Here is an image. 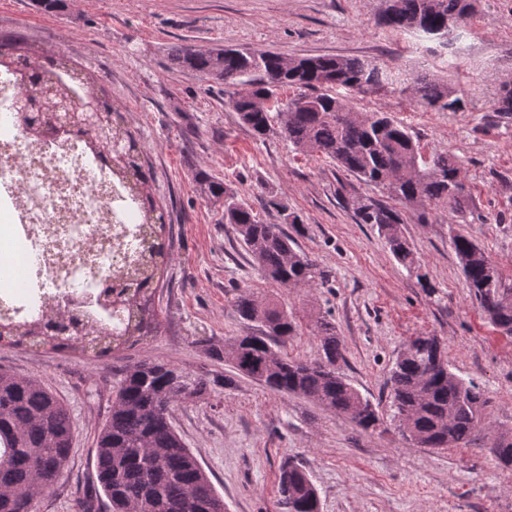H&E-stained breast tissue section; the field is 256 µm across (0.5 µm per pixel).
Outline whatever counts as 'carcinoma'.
I'll list each match as a JSON object with an SVG mask.
<instances>
[{"label":"carcinoma","mask_w":512,"mask_h":512,"mask_svg":"<svg viewBox=\"0 0 512 512\" xmlns=\"http://www.w3.org/2000/svg\"><path fill=\"white\" fill-rule=\"evenodd\" d=\"M468 0H388L380 23L395 31H411L435 41L449 53L465 20L471 15ZM53 53L36 50L20 36L0 37V67L20 75L24 95L37 103L44 88H55L58 98L71 100L76 88H87L88 99L100 113L99 124L85 128L90 147L110 156L126 195L137 203L135 253L139 259L112 305L119 313L98 317L81 336L42 331L36 321L0 324V345L47 347L51 351L79 348L97 357L127 350L159 327L158 281L167 256L169 238L163 209L153 196V172L144 164V151L124 116L105 95L95 92L91 77L57 57L60 73L34 79ZM173 63L195 70L231 88L225 105L240 123L261 139L279 121L281 137L303 154H317L336 163L366 184L381 188L396 205L372 197L354 201L361 224H373L394 258L416 273L423 291L436 289L421 273L422 265L401 231L404 210L419 211L428 223L426 207L446 205L465 216L471 193L456 156L441 151L426 158L409 129L383 112H358L336 93L344 88L367 94L379 87L398 85L418 103L439 112H465L467 102L448 85L428 78L393 72L372 61L346 56L288 58L270 50L215 47L208 51L184 45L174 50ZM284 87L302 93L271 112L268 101ZM494 111L512 116V88L501 89ZM25 131L31 136L45 131L41 114L26 112ZM201 193L224 201V223L234 226L238 240L256 260L265 277L285 288L324 285L328 273L298 249L296 236L306 232L303 219L292 212L288 223L296 235L279 224H267L237 201L229 181L198 177ZM470 291L489 322L512 335V279L464 234L451 238ZM235 310L243 323L257 331L224 340V349L212 354L229 360L232 376L191 373L161 360L136 362L126 368L113 390L112 410L95 442L97 486L85 492L80 512H99L107 499L112 512H225L224 499L213 486L194 453L175 431L171 406L202 397L210 387L231 389L239 377L268 389L304 396L319 406L348 416L362 430L374 432L384 419L336 367L343 345L336 324L325 315L315 320L322 358L296 360L281 350L296 335V322L273 299L242 293ZM390 421L411 441L427 438L433 448L468 445L473 435L489 426L486 398L473 382L451 369L446 348L436 336H418L397 357L389 375ZM73 427L66 407L48 389L31 378L0 369V512H37L66 466ZM495 458L512 466V432L497 435L491 444ZM279 492L288 512H320L318 491L302 467L282 466Z\"/></svg>","instance_id":"carcinoma-1"}]
</instances>
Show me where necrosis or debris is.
I'll return each instance as SVG.
<instances>
[{"label": "necrosis or debris", "mask_w": 512, "mask_h": 512, "mask_svg": "<svg viewBox=\"0 0 512 512\" xmlns=\"http://www.w3.org/2000/svg\"><path fill=\"white\" fill-rule=\"evenodd\" d=\"M23 95L0 72V319H81L132 256L136 205L82 135L26 133Z\"/></svg>", "instance_id": "1"}]
</instances>
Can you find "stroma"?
<instances>
[{
	"label": "stroma",
	"mask_w": 512,
	"mask_h": 512,
	"mask_svg": "<svg viewBox=\"0 0 512 512\" xmlns=\"http://www.w3.org/2000/svg\"><path fill=\"white\" fill-rule=\"evenodd\" d=\"M386 7L387 0H66L60 11L43 13L31 0H0V33L78 63L121 108L145 147L171 239L157 335L109 358L0 347V368L39 381L72 418L67 466L38 512H78L96 480L97 433L128 365L164 360L196 373H230L212 351L248 333L234 307L244 291L287 308L297 334L286 350L302 361L319 360L314 323L329 313L343 344L341 372L384 414L400 352L416 337L440 338L453 371L488 398L491 430L512 431V337L472 301L451 246L455 233L467 234L512 278V118L493 110L500 85L512 81V0H480L453 58L436 42L380 26ZM179 44L357 57L425 72L458 90L467 111L424 108L395 87L345 94L355 110L407 126L422 153L448 150L462 164L472 215L432 205L427 223L410 211L401 226L436 294L427 295L376 227L358 223L336 196L340 184L351 198L380 200L381 189L324 157L294 151L277 133L254 138L225 106L223 85L172 65ZM201 171L231 180L239 201L266 223L284 221L272 199L300 215L308 231L298 247L329 271V283L283 288L265 279L225 223L223 204L199 193ZM171 418L226 512H288L278 492L288 461L308 473L320 512H512V470L491 453V431L465 447L424 448L395 426L366 432L302 396L243 378L174 405Z\"/></svg>",
	"instance_id": "obj_1"
}]
</instances>
